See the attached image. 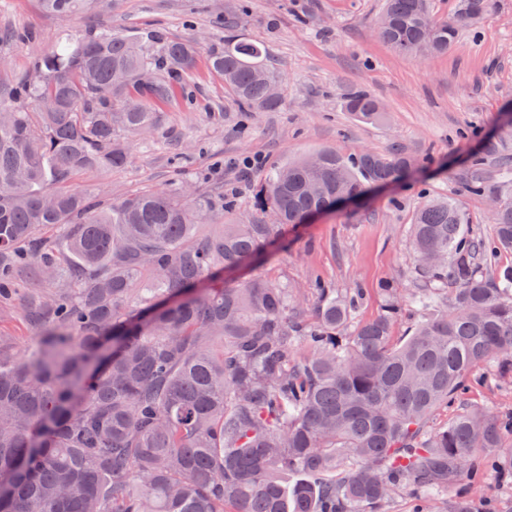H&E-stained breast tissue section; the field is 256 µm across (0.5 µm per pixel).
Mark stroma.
Returning <instances> with one entry per match:
<instances>
[{"instance_id": "35a3bbf8", "label": "stroma", "mask_w": 512, "mask_h": 512, "mask_svg": "<svg viewBox=\"0 0 512 512\" xmlns=\"http://www.w3.org/2000/svg\"><path fill=\"white\" fill-rule=\"evenodd\" d=\"M384 0H117L92 16H55L39 0H0V27L36 33L33 42L0 43V78L27 72L38 54L66 32L95 20L134 34L159 29L169 37L203 35L189 99L161 107L147 136L129 138L130 164L109 175L76 176L70 187L105 183L110 196L186 182L223 192L236 214L254 212L252 186L273 166L324 148L348 156L399 148L423 164L398 184L374 188L352 204L289 228L287 248L247 264L242 277H313L339 288H365L361 315L380 311L383 283L404 281L412 214L422 196L455 194L471 227H490V200L504 166H512V0H489L448 53H399L375 33ZM235 35L261 43L282 78L275 111H241L209 54ZM361 88L378 99L382 116L364 122L344 98ZM260 157L245 169V157ZM481 157L473 167V157ZM484 190L471 194L464 182Z\"/></svg>"}]
</instances>
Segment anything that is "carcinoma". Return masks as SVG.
<instances>
[{
	"label": "carcinoma",
	"mask_w": 512,
	"mask_h": 512,
	"mask_svg": "<svg viewBox=\"0 0 512 512\" xmlns=\"http://www.w3.org/2000/svg\"><path fill=\"white\" fill-rule=\"evenodd\" d=\"M100 2L40 0L59 16ZM485 9L459 0L438 20L429 0H385L378 37L402 54H442ZM200 49L159 30L88 26L0 80V301L23 265L43 284L25 309L34 345L18 353L0 339V512H390L404 493L413 512H480L483 470L512 473V410L430 419L481 368L512 379V265L500 264L512 190L486 235L455 200H424L408 287L386 284L368 320L363 288L227 282L288 226L332 210L341 192L400 182L417 159L322 150L315 164L286 161L257 185L247 222L220 192L104 205L100 185L68 190L82 172L129 164L121 135L154 130ZM264 57L246 39L210 55L243 112L282 105ZM345 105L381 117L363 89ZM213 218L219 231L202 235Z\"/></svg>",
	"instance_id": "cac0c4a2"
}]
</instances>
